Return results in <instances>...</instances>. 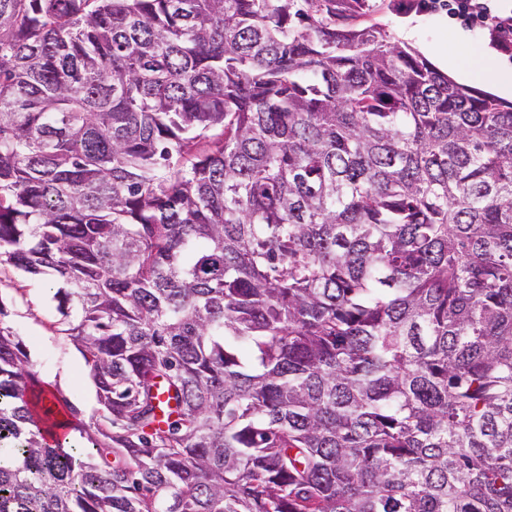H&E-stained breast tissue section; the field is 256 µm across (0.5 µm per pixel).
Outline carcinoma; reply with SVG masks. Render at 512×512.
Returning a JSON list of instances; mask_svg holds the SVG:
<instances>
[{"label": "carcinoma", "mask_w": 512, "mask_h": 512, "mask_svg": "<svg viewBox=\"0 0 512 512\" xmlns=\"http://www.w3.org/2000/svg\"><path fill=\"white\" fill-rule=\"evenodd\" d=\"M366 8L0 0V266L101 405L0 303V512H512V104ZM50 276L24 277L9 267L0 269V300L7 307V324L24 341L39 379L58 390L86 422L97 415L96 387L82 354L59 334V315L52 300Z\"/></svg>", "instance_id": "carcinoma-1"}]
</instances>
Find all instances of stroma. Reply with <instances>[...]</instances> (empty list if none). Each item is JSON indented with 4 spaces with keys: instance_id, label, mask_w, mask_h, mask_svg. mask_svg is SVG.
Returning a JSON list of instances; mask_svg holds the SVG:
<instances>
[{
    "instance_id": "35a3bbf8",
    "label": "stroma",
    "mask_w": 512,
    "mask_h": 512,
    "mask_svg": "<svg viewBox=\"0 0 512 512\" xmlns=\"http://www.w3.org/2000/svg\"><path fill=\"white\" fill-rule=\"evenodd\" d=\"M405 2L370 0L368 18L424 56L448 48L461 23L443 11L405 9ZM471 36L470 45L457 55V65L465 73L464 85L484 91L493 63L504 55L492 44L488 32L475 28ZM52 286L48 276L28 278L8 267L0 269V303L9 311L7 324L24 341L39 379L58 388L87 420L100 410L96 387L82 354L59 332Z\"/></svg>"
}]
</instances>
